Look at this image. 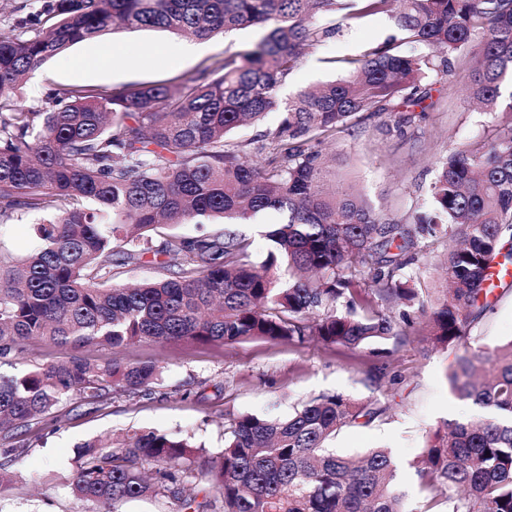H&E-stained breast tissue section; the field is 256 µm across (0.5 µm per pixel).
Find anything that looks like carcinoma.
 Instances as JSON below:
<instances>
[{
  "label": "carcinoma",
  "instance_id": "obj_1",
  "mask_svg": "<svg viewBox=\"0 0 512 512\" xmlns=\"http://www.w3.org/2000/svg\"><path fill=\"white\" fill-rule=\"evenodd\" d=\"M343 9L348 19L390 14L407 39L445 57L437 64L371 47L348 77L280 98L301 50L333 32L317 20ZM20 25L34 35L0 33V223L46 218L32 225L28 253L0 250V358L22 356L32 338L72 354L0 375V472L22 453L17 440L34 421L72 397L97 403L160 378L154 364L93 363L87 347L316 336L357 350L406 334L383 312L394 306L417 307L435 343L465 346L492 310L486 274L512 263V121L439 162L428 210L412 226L390 222L351 190H329L320 146L360 112H402L429 98L426 72L448 73L451 55L468 72L470 96L499 111L502 88L512 86V0H45ZM258 25L269 32L253 49L180 86L62 88L44 111L14 100L49 59L115 28L209 39ZM272 110L283 119L265 134L269 156L253 160L228 136ZM270 211L282 221L257 260L229 225ZM217 219L228 224L222 232L153 238ZM444 237L456 242L445 260L449 288L427 308L405 269L418 262L422 240ZM149 253L165 257V276L133 287L114 280L113 269ZM448 380L486 414L428 437L417 462L420 492L430 494L421 508L396 488L389 449L355 458L332 448L342 429L389 410L338 394L285 418L231 419L216 457L158 429L84 442L69 486L99 512L149 497L213 508L214 499L196 502L193 478L219 495L222 512H512V339L465 351ZM145 461L159 477L145 475Z\"/></svg>",
  "mask_w": 512,
  "mask_h": 512
}]
</instances>
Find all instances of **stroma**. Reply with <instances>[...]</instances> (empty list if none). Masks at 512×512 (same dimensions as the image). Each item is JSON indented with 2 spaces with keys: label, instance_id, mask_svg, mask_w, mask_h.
Returning <instances> with one entry per match:
<instances>
[{
  "label": "stroma",
  "instance_id": "obj_1",
  "mask_svg": "<svg viewBox=\"0 0 512 512\" xmlns=\"http://www.w3.org/2000/svg\"><path fill=\"white\" fill-rule=\"evenodd\" d=\"M336 33L309 47L281 87L288 98L320 82L346 76L349 60L371 46L387 45L403 55L426 56L430 49L403 38L393 19L378 14L350 24H335ZM266 28L248 27L227 36L198 40L185 56L184 37L161 29H115L102 39L78 43L32 73L20 87L18 103L25 109L45 107L51 92L83 86L109 92L159 81L178 84L214 59L232 56L258 43ZM110 43L123 63L116 68L91 65L101 43ZM86 59L75 67V59ZM431 96L416 106L410 123L397 126L396 116L382 114L351 120L328 146L334 155L336 179L353 187L386 218L412 223L422 210L449 149L485 140L494 125L512 113L489 114L473 105L465 72L429 73ZM472 347L493 349L512 339V289L502 290L493 308L472 330ZM461 347L442 349L412 334L371 343L353 352L311 339L302 343L250 339L232 345L192 341L141 343L113 351L105 346L85 349L91 360L119 358L127 363H153L162 379L152 394L116 393L106 401L64 404L56 430L44 434L33 426L24 437V452L10 465L15 477L0 481V512H94L95 506L75 498L68 477L76 468L78 443L106 439L143 428L192 435L210 453L224 446V424L245 415L272 413L285 417L321 394H340L388 405L385 416L368 425L343 429L335 447L361 454L385 446L396 465V484L408 499L419 500L416 465L428 435L453 420L477 415L470 402L452 393L448 375Z\"/></svg>",
  "mask_w": 512,
  "mask_h": 512
}]
</instances>
